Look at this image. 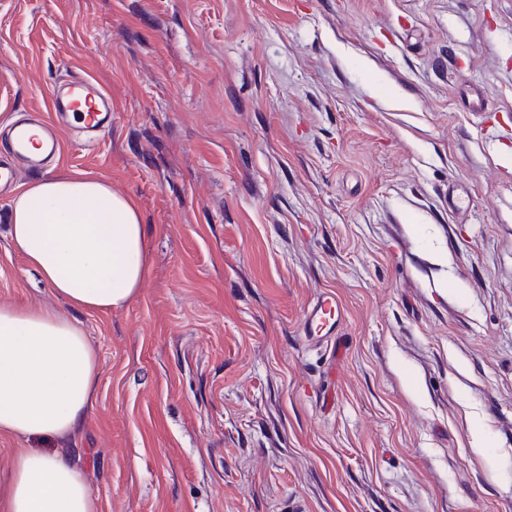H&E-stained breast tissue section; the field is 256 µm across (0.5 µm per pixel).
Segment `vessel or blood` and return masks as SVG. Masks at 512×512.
Wrapping results in <instances>:
<instances>
[{"label": "vessel or blood", "instance_id": "b4317fda", "mask_svg": "<svg viewBox=\"0 0 512 512\" xmlns=\"http://www.w3.org/2000/svg\"><path fill=\"white\" fill-rule=\"evenodd\" d=\"M53 119L36 118L6 127L12 162L0 161V195L17 185L21 170L42 172L60 148V132L67 129L85 143L94 144L112 127V99L90 77L74 75L58 80L51 91ZM343 322L335 293H320L306 308L300 334L310 344H334Z\"/></svg>", "mask_w": 512, "mask_h": 512}]
</instances>
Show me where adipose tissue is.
<instances>
[{"instance_id":"1","label":"adipose tissue","mask_w":512,"mask_h":512,"mask_svg":"<svg viewBox=\"0 0 512 512\" xmlns=\"http://www.w3.org/2000/svg\"><path fill=\"white\" fill-rule=\"evenodd\" d=\"M9 235L25 263L70 307H123L147 274L148 230L136 201L87 175L49 177L20 191ZM99 382L82 325L57 311L0 305V436L54 440L86 424ZM0 512H100L89 476L64 449L18 453Z\"/></svg>"}]
</instances>
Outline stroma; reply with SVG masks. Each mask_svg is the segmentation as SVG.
I'll return each instance as SVG.
<instances>
[{"instance_id":"obj_1","label":"stroma","mask_w":512,"mask_h":512,"mask_svg":"<svg viewBox=\"0 0 512 512\" xmlns=\"http://www.w3.org/2000/svg\"><path fill=\"white\" fill-rule=\"evenodd\" d=\"M64 64L112 128L20 183L134 197L146 280L73 314L0 198V305L97 350L100 512H512V0H0V111ZM344 321L335 293L323 291L306 308L300 334L309 343L328 347L335 345V336Z\"/></svg>"}]
</instances>
